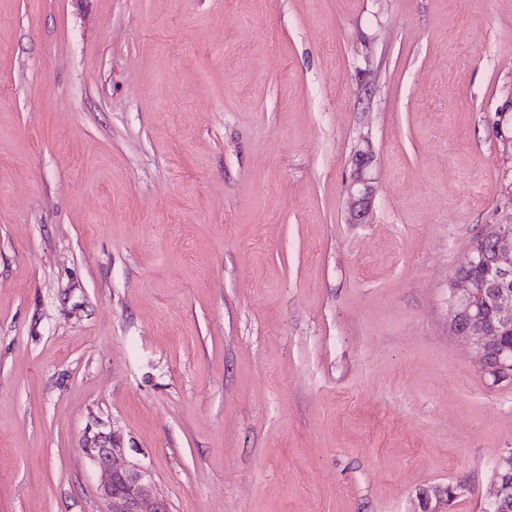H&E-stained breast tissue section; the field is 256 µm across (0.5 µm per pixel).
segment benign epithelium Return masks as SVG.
I'll use <instances>...</instances> for the list:
<instances>
[{
    "mask_svg": "<svg viewBox=\"0 0 512 512\" xmlns=\"http://www.w3.org/2000/svg\"><path fill=\"white\" fill-rule=\"evenodd\" d=\"M358 171L349 194L351 215L363 217L371 203L366 157L359 154ZM466 260L489 269V282L477 285L456 272L448 301V326L478 358L482 373L494 383L512 382V225L497 224L478 238ZM491 297L495 319L489 321L484 306L475 300L476 288ZM85 452L99 472L97 487L104 512H170L167 499L155 489L151 470L123 459L125 448L110 433L99 431L86 440ZM494 492L489 501L494 512H512V455L503 454L492 472Z\"/></svg>",
    "mask_w": 512,
    "mask_h": 512,
    "instance_id": "1",
    "label": "benign epithelium"
}]
</instances>
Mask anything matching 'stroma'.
<instances>
[{"label":"stroma","instance_id":"1","mask_svg":"<svg viewBox=\"0 0 512 512\" xmlns=\"http://www.w3.org/2000/svg\"><path fill=\"white\" fill-rule=\"evenodd\" d=\"M497 224L512 0H0V512H100L99 430L171 512H483ZM358 156L359 158H356L358 171L356 178L349 188V194L351 196V215L354 220H360L363 217L372 198V190L369 185L370 179L364 174L367 165V157L364 156V153H358ZM465 260L477 262L459 266L473 281L456 271L448 301V326L474 352L485 377L496 384L512 382V343L505 338L512 336V225L493 226L475 241ZM486 266L491 279L478 286L476 283L486 278ZM476 288L491 297L493 321L484 315V307L487 314L492 313L489 299L485 306L478 303ZM506 333L510 334L504 336Z\"/></svg>","mask_w":512,"mask_h":512}]
</instances>
